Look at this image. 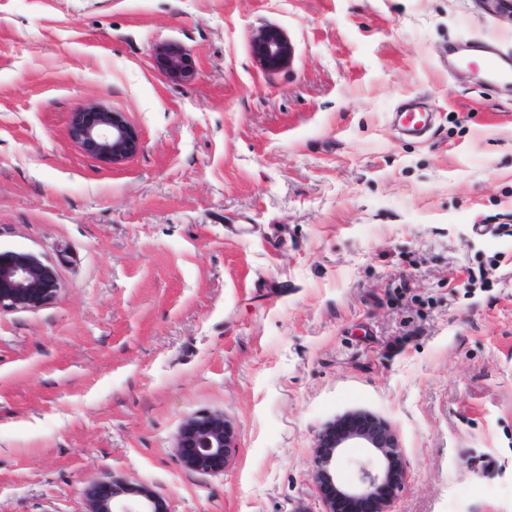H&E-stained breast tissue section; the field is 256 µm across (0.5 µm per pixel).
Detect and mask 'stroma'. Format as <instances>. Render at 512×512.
<instances>
[{"label":"stroma","instance_id":"obj_1","mask_svg":"<svg viewBox=\"0 0 512 512\" xmlns=\"http://www.w3.org/2000/svg\"><path fill=\"white\" fill-rule=\"evenodd\" d=\"M267 26L294 48L274 73ZM468 43L512 54V15L0 0V252L58 282L0 311V512H89L113 481L162 512H325L319 438L353 413L402 450L389 512H512V84L448 68ZM412 101L428 138L392 124ZM88 103L134 155L72 138ZM210 412L236 448L189 469L178 431ZM253 54L268 71H277L290 61L293 48L277 28H263L252 41ZM156 59L160 69L170 75L186 76L192 70L191 61L176 45L168 46ZM71 135L90 156L112 162L128 157L139 147L124 114L97 105L82 106L74 112Z\"/></svg>","mask_w":512,"mask_h":512}]
</instances>
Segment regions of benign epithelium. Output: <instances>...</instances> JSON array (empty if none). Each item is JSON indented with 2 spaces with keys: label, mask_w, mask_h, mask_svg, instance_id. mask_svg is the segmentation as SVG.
Masks as SVG:
<instances>
[{
  "label": "benign epithelium",
  "mask_w": 512,
  "mask_h": 512,
  "mask_svg": "<svg viewBox=\"0 0 512 512\" xmlns=\"http://www.w3.org/2000/svg\"><path fill=\"white\" fill-rule=\"evenodd\" d=\"M253 54L269 71H277L290 61L293 48L276 28H263L252 41ZM160 69L170 75L185 76L192 63L181 49L167 47L157 55ZM71 135L86 153L95 158L120 161L137 151V136L121 112L86 105L74 112ZM57 292V280L52 268L26 252L0 255V310L31 309L49 302ZM364 425L344 434H336L331 424L320 436L321 454L317 467L320 483L327 491V512H336L335 497H372L381 486L395 492L404 483L405 473L399 465L401 451L392 430L380 419L363 415ZM349 442L372 448L381 462L359 467L357 482L343 487L335 484L330 467L336 455ZM177 448L184 464L194 470L216 471L224 467L225 459L234 448L233 431L224 416L208 414L188 419L180 428ZM129 491L117 483L97 485L91 491V512H157L155 502L145 493L142 500L129 502L123 496Z\"/></svg>",
  "instance_id": "7a95c632"
}]
</instances>
